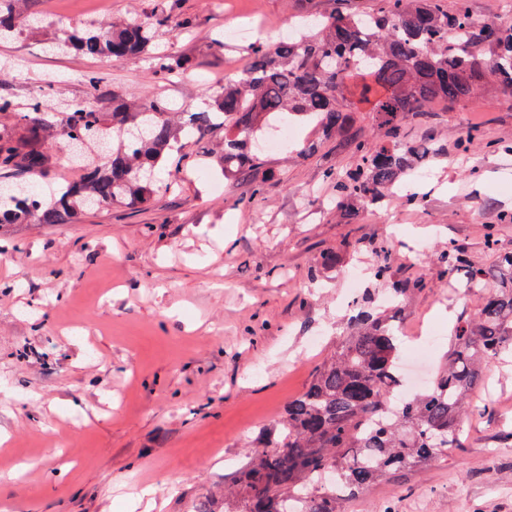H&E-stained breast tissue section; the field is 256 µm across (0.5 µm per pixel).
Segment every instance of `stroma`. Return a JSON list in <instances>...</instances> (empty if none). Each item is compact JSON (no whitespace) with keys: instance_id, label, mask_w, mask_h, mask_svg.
<instances>
[{"instance_id":"stroma-1","label":"stroma","mask_w":512,"mask_h":512,"mask_svg":"<svg viewBox=\"0 0 512 512\" xmlns=\"http://www.w3.org/2000/svg\"><path fill=\"white\" fill-rule=\"evenodd\" d=\"M331 0H30L37 24L0 42V95L25 108L43 87L55 101L112 109L116 95L162 96L207 110L206 84L238 77L245 44L238 24L276 41L275 26L317 15ZM166 10L164 52L193 57L170 80L147 56L123 60L59 54L63 27L152 20ZM189 27H182L183 19ZM105 76L92 87L88 72ZM482 128L480 148L460 154L464 126ZM447 149L424 205L402 194L348 221L324 172L353 168L351 150L297 125L287 150L264 153L265 192L175 142L184 171L163 169L173 191L137 207L83 214L73 224H5L0 238V512H194L232 486L249 441L310 383L346 334L342 310L354 268L359 304L379 306L368 272L372 248L391 247L392 279L407 283L400 320L432 324L444 362L458 319L480 298L464 274L440 277L439 249L461 247L478 266L495 225L512 251V100L433 107ZM337 251L334 265L321 263ZM462 445L350 498L345 512H512V354L493 363L472 395Z\"/></svg>"}]
</instances>
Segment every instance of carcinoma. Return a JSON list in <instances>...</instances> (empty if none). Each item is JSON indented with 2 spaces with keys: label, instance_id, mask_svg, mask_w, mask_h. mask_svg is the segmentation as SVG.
<instances>
[{
  "label": "carcinoma",
  "instance_id": "obj_1",
  "mask_svg": "<svg viewBox=\"0 0 512 512\" xmlns=\"http://www.w3.org/2000/svg\"><path fill=\"white\" fill-rule=\"evenodd\" d=\"M21 2L0 0V39L21 29ZM332 2L327 14L307 21L298 39L251 45L243 74L207 87L209 110L186 112L178 124L170 118L171 102L160 97L114 96L109 119L89 103L69 105L57 128L60 143H116L79 180L39 204L20 177L53 166L45 115L55 107L46 91L24 112L0 96V115L14 118L13 125L0 126V171L19 177L0 184V224H71L88 210L143 204L157 186V171L185 161L170 154L171 142L184 133L206 159L203 139L212 127L224 129L218 157L224 175L245 177L253 200L272 177L252 153L253 139L283 117L313 122L351 149L355 168L329 169L326 179L336 187V209L354 219L405 184L416 167L444 157V145L430 129L406 140L405 122L428 123L438 101L455 106L512 96L511 19H480L470 0L451 6L446 0H376L362 13L345 11V0ZM167 22L160 12L150 24L74 28L59 43L89 58L150 55L156 76L167 80L193 66L182 55L155 51ZM353 97L370 105L382 142L357 125ZM480 141V128L469 126L459 137V151L467 153ZM485 244L497 254L494 274L473 265L456 245L439 251L442 275L465 271L466 286L481 295V303L455 324L448 362L432 386L400 407L393 405L399 383L394 322L408 288L387 280L391 251L372 250L374 275L387 281L392 305L350 323L307 389L252 442L251 460L237 473L235 489L224 494L219 512H344L346 496L460 447L462 422L474 413L472 392L487 366L512 352V251L498 252L491 225Z\"/></svg>",
  "mask_w": 512,
  "mask_h": 512
}]
</instances>
